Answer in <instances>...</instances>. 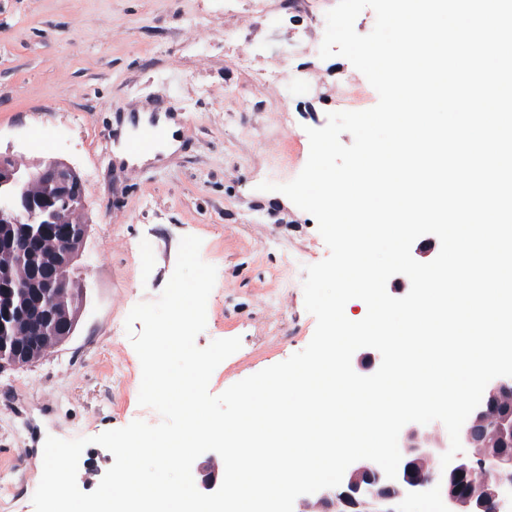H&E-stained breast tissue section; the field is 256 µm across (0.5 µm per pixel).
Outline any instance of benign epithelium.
<instances>
[{
    "label": "benign epithelium",
    "mask_w": 512,
    "mask_h": 512,
    "mask_svg": "<svg viewBox=\"0 0 512 512\" xmlns=\"http://www.w3.org/2000/svg\"><path fill=\"white\" fill-rule=\"evenodd\" d=\"M34 179L47 186L46 193L31 195L21 188ZM60 198L75 201L77 213H84L85 190L75 169L54 161L21 173L13 157L0 152V253L12 245L4 231L21 227L31 257L27 300L18 308L0 306V337L8 335L7 328L26 323L30 309L38 311L39 323L48 335L36 349L11 346L8 356L0 340V370L40 360L75 329L77 316L62 312L55 295L70 287V269L84 248L86 223L64 229L53 253L41 251L43 236L57 223L55 203ZM460 439L465 451L443 470L440 457L450 446L445 426L439 421L409 423L399 434L401 462L396 479H388L376 463L360 460L346 469L339 486L298 497L297 512H403L405 497L424 494L435 484L444 492L448 512H503L502 507L512 500V377L489 382L481 403L464 423ZM195 470L201 476V490L218 489L223 468L215 455H208ZM476 470L482 476L477 488L471 484Z\"/></svg>",
    "instance_id": "benign-epithelium-1"
}]
</instances>
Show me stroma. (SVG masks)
I'll return each mask as SVG.
<instances>
[{
    "label": "stroma",
    "instance_id": "1",
    "mask_svg": "<svg viewBox=\"0 0 512 512\" xmlns=\"http://www.w3.org/2000/svg\"><path fill=\"white\" fill-rule=\"evenodd\" d=\"M305 2L269 0L280 17L271 28L247 0H0V150L31 167L72 166L90 220L74 333L35 364L0 372V512H34L47 436L159 423L138 403L141 364L124 327L133 306L162 293L182 236L201 238L202 260L217 269L197 346L242 342L213 372L211 394L310 342L304 268L329 250L312 215L257 186L301 172L307 128L343 108L337 86L363 85V110L378 95L345 58H320ZM284 66L319 87L280 101L266 81ZM167 99L185 116L182 151L116 167L126 111ZM143 241L153 246L145 267Z\"/></svg>",
    "mask_w": 512,
    "mask_h": 512
}]
</instances>
